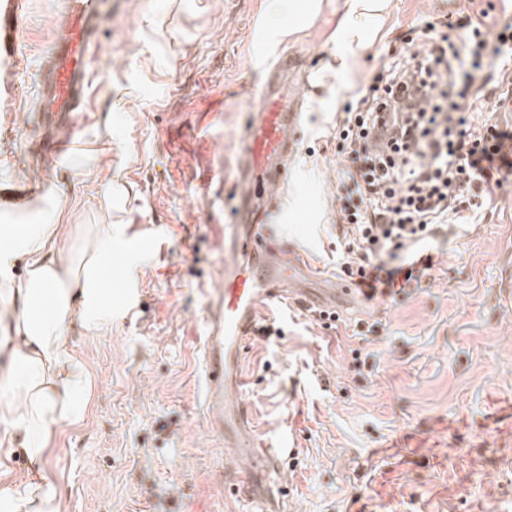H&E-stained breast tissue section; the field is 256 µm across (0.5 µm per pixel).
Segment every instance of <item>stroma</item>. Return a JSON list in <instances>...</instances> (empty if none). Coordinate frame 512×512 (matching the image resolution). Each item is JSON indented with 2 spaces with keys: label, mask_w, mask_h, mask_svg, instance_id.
<instances>
[{
  "label": "stroma",
  "mask_w": 512,
  "mask_h": 512,
  "mask_svg": "<svg viewBox=\"0 0 512 512\" xmlns=\"http://www.w3.org/2000/svg\"><path fill=\"white\" fill-rule=\"evenodd\" d=\"M342 0L261 46L269 0H109L74 146L53 178L32 140L62 0H25L11 89L0 88V206L13 189L66 203L65 247L111 218L152 241L113 271L112 319L71 343L94 382L82 421L54 428L44 475L66 512H247L227 490L243 465L209 426L201 348L208 291L241 187L249 102L280 57L302 78L301 149L275 197L279 247L340 277L337 113L391 58L427 37L466 47L455 0H393L347 73L336 70ZM497 62L512 0H470ZM119 185H111V175ZM433 267L400 292L322 327L308 311L261 309L240 395L278 448L288 512H512V180L474 223L427 243Z\"/></svg>",
  "instance_id": "1"
}]
</instances>
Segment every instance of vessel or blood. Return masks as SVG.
I'll list each match as a JSON object with an SVG mask.
<instances>
[{"label": "vessel or blood", "mask_w": 512, "mask_h": 512, "mask_svg": "<svg viewBox=\"0 0 512 512\" xmlns=\"http://www.w3.org/2000/svg\"><path fill=\"white\" fill-rule=\"evenodd\" d=\"M23 0H0V47L14 43ZM107 0H64L53 33L43 76L39 109L47 132L41 141L53 150L67 149L49 127L56 120L73 124L85 93L90 49L106 17ZM289 67L277 61L267 75L259 101L250 110L249 129L242 141L240 180L245 188L227 242L236 261L224 264L218 288L209 300L207 336L202 352L208 412L225 447L247 456L232 495L257 501L265 512H282L284 484L274 448L259 440L247 407L239 398L246 384L245 349L258 331L261 306L289 301L304 310H346L359 301L349 283L326 281L310 285L313 271L298 254L274 252L276 211L265 196L286 174L288 159L299 151L294 133L300 127L301 103L288 85Z\"/></svg>", "instance_id": "obj_1"}]
</instances>
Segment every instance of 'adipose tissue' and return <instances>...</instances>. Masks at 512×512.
<instances>
[{
  "label": "adipose tissue",
  "mask_w": 512,
  "mask_h": 512,
  "mask_svg": "<svg viewBox=\"0 0 512 512\" xmlns=\"http://www.w3.org/2000/svg\"><path fill=\"white\" fill-rule=\"evenodd\" d=\"M391 0H342L337 29L343 63H351L388 11ZM322 0H273L290 24L269 22L264 33L276 41L307 24ZM61 200L49 202L41 219L28 223L0 213V321L12 326L0 340L13 366L10 396L0 401V433L22 448L31 465H44L54 427L82 421L90 373L75 353L68 327L95 328L111 315L104 290L116 253L111 224L92 225L81 259L61 242L66 227ZM23 276H16V266ZM64 495L43 474L0 488V512H62Z\"/></svg>",
  "instance_id": "ef3b65f1"
}]
</instances>
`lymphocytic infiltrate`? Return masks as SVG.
<instances>
[{"mask_svg":"<svg viewBox=\"0 0 512 512\" xmlns=\"http://www.w3.org/2000/svg\"><path fill=\"white\" fill-rule=\"evenodd\" d=\"M460 65L448 40L428 38L377 75L382 94L359 96L336 120L335 138L350 148L339 190L354 259L344 273L367 297L431 270L418 244L434 228L468 223L467 202H492L512 175V132L470 122L481 93L457 91ZM441 96L447 109L435 105Z\"/></svg>","mask_w":512,"mask_h":512,"instance_id":"1","label":"lymphocytic infiltrate"}]
</instances>
